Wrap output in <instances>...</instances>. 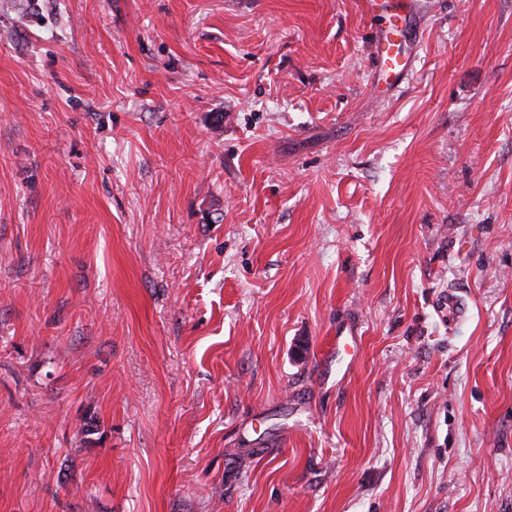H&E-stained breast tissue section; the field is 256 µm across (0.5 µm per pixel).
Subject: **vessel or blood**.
Here are the masks:
<instances>
[{
    "label": "vessel or blood",
    "instance_id": "obj_1",
    "mask_svg": "<svg viewBox=\"0 0 512 512\" xmlns=\"http://www.w3.org/2000/svg\"><path fill=\"white\" fill-rule=\"evenodd\" d=\"M414 0H362L361 8L369 17H381L375 31L373 54L379 76L391 84H398L410 68L405 51Z\"/></svg>",
    "mask_w": 512,
    "mask_h": 512
}]
</instances>
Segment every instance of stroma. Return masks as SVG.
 Masks as SVG:
<instances>
[{
	"instance_id": "obj_1",
	"label": "stroma",
	"mask_w": 512,
	"mask_h": 512,
	"mask_svg": "<svg viewBox=\"0 0 512 512\" xmlns=\"http://www.w3.org/2000/svg\"><path fill=\"white\" fill-rule=\"evenodd\" d=\"M417 2L0 7V512H512V0ZM415 0H362L361 8L370 18L386 15L375 31L373 54L379 76L393 87L410 69L408 47L409 24ZM390 80V82H389Z\"/></svg>"
}]
</instances>
